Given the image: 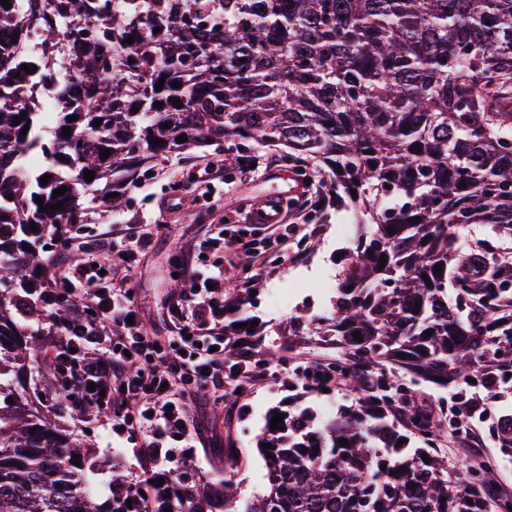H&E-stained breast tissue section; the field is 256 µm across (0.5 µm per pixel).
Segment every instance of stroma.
<instances>
[{"instance_id":"stroma-1","label":"stroma","mask_w":512,"mask_h":512,"mask_svg":"<svg viewBox=\"0 0 512 512\" xmlns=\"http://www.w3.org/2000/svg\"><path fill=\"white\" fill-rule=\"evenodd\" d=\"M285 154V147L263 141L244 146L221 140L201 143L146 172L129 190L120 214L86 226L85 237L93 241L120 235L126 224L161 225L156 241L143 251L129 274L145 325L166 317L168 304L180 287L177 258L185 247L217 224L230 231L249 227L254 202L278 189L283 193L282 215L290 220L288 251L283 260L265 263L247 306L249 314L266 323L262 353L270 359L345 358V351L335 342L312 335L308 324L330 317L342 270L339 258L355 247L357 238L342 235L340 227L347 223L348 216L337 213L333 206L330 184L315 172L307 180H297L292 170L303 167L304 162L296 158L291 166H284ZM237 155L257 161V168L247 173L224 168L210 177L212 197L198 194L195 176L203 173L213 159ZM484 241L493 243L499 264L512 262V235L490 224H475L460 234L457 251L464 256L479 252ZM34 339L35 349L24 370L25 395L74 439L95 445L100 462L87 471L86 478L99 497H109L113 478L138 474L139 463L132 449L113 440L104 420L80 417L58 398L44 358L50 338L42 332ZM445 396L452 399L454 411L461 413L471 393L454 385L444 388L422 381L412 399L417 408L428 411L431 422L445 426L448 420L442 414L441 402ZM354 403L353 392L346 389L320 396L269 384L255 386L244 407L233 410L215 409L203 396L196 408L203 445L179 448L175 454L190 458V465L183 467L182 473L191 481L211 487L234 481L238 499L245 501L265 487L266 463L257 442L274 414L306 411L313 414L316 425L322 426ZM511 418L512 388L505 387L500 389L490 417L473 421L479 431V447L495 462V491L501 496H512V456L502 453L496 432L501 421Z\"/></svg>"}]
</instances>
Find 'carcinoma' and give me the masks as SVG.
I'll return each instance as SVG.
<instances>
[{"instance_id":"carcinoma-1","label":"carcinoma","mask_w":512,"mask_h":512,"mask_svg":"<svg viewBox=\"0 0 512 512\" xmlns=\"http://www.w3.org/2000/svg\"><path fill=\"white\" fill-rule=\"evenodd\" d=\"M26 2L0 4V512H126L90 495L92 448L15 388L27 354L17 316L37 312L48 241L120 211L143 169L203 139L285 146L329 178L359 224L317 335L366 366L391 362L443 387L512 381V276L473 288L451 275L458 229L512 231V0ZM25 28L41 53L21 60ZM46 104L50 129L39 124ZM280 425L258 439L272 445L261 448L268 485L244 512H492V469H448L428 423L415 428L427 447L397 446L406 435L378 402L321 429L307 412ZM233 502L229 482L181 479L170 500L178 512H235Z\"/></svg>"}]
</instances>
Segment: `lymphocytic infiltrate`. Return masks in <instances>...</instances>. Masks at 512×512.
Instances as JSON below:
<instances>
[{"label": "lymphocytic infiltrate", "instance_id": "f902f5d3", "mask_svg": "<svg viewBox=\"0 0 512 512\" xmlns=\"http://www.w3.org/2000/svg\"><path fill=\"white\" fill-rule=\"evenodd\" d=\"M153 237L147 225L130 224L83 256L51 255L37 295L36 322L52 335L45 357L61 396L80 412L104 416L113 434L149 460L139 481L112 482L113 499L131 501V512H150L146 491L166 493L159 477L173 479L180 468L169 448L200 436L192 407L201 390L220 403L266 381L293 384L287 362L260 358L264 328L248 326L245 300L224 294L223 251L242 252L251 274L261 270L272 241L220 230L203 237L185 263L186 286L170 303L167 326L148 330L137 319L133 289L113 283L110 270L132 269Z\"/></svg>", "mask_w": 512, "mask_h": 512}]
</instances>
